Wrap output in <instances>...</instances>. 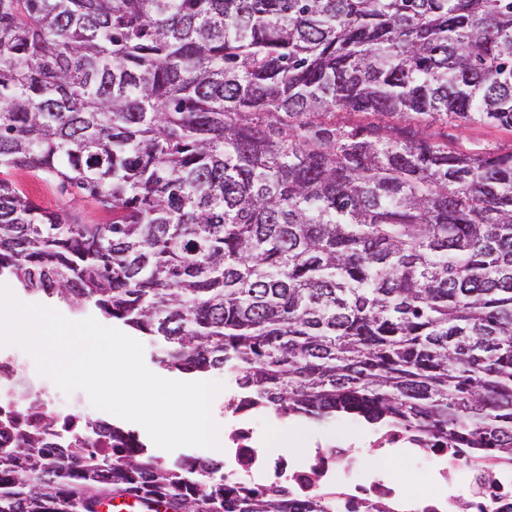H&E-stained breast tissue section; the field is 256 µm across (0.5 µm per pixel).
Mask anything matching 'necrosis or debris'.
Segmentation results:
<instances>
[{
	"instance_id": "necrosis-or-debris-1",
	"label": "necrosis or debris",
	"mask_w": 512,
	"mask_h": 512,
	"mask_svg": "<svg viewBox=\"0 0 512 512\" xmlns=\"http://www.w3.org/2000/svg\"><path fill=\"white\" fill-rule=\"evenodd\" d=\"M254 412L235 393L224 397V486L286 489L296 499L317 496L331 512H367L369 505L405 497L413 512H512V464L489 469L454 448H419L402 430L365 435L366 453L353 454L341 432L302 433L305 448L291 456L275 450ZM108 417L93 415L80 392L63 393L33 372L20 347L0 352V448L22 436H90Z\"/></svg>"
}]
</instances>
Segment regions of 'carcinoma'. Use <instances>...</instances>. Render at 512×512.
<instances>
[{"instance_id": "cac0c4a2", "label": "carcinoma", "mask_w": 512, "mask_h": 512, "mask_svg": "<svg viewBox=\"0 0 512 512\" xmlns=\"http://www.w3.org/2000/svg\"><path fill=\"white\" fill-rule=\"evenodd\" d=\"M453 121L512 128V0H0V276L258 408L512 462V149L419 133ZM20 452L0 512H328L117 426ZM19 187L41 207L50 211L84 210L93 212L92 218H101L104 214L91 210L79 196H61L54 192L46 182H42L26 173L17 177Z\"/></svg>"}]
</instances>
